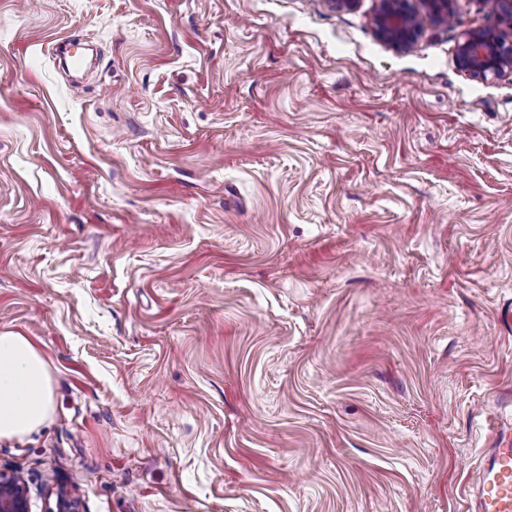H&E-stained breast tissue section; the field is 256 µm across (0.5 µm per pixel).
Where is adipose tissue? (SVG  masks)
<instances>
[{
  "instance_id": "ef3b65f1",
  "label": "adipose tissue",
  "mask_w": 512,
  "mask_h": 512,
  "mask_svg": "<svg viewBox=\"0 0 512 512\" xmlns=\"http://www.w3.org/2000/svg\"><path fill=\"white\" fill-rule=\"evenodd\" d=\"M53 411L51 375L41 350L29 337L0 332V439L31 434Z\"/></svg>"
}]
</instances>
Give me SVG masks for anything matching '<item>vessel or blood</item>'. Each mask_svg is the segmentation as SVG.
Returning <instances> with one entry per match:
<instances>
[{"label": "vessel or blood", "instance_id": "obj_1", "mask_svg": "<svg viewBox=\"0 0 512 512\" xmlns=\"http://www.w3.org/2000/svg\"><path fill=\"white\" fill-rule=\"evenodd\" d=\"M474 512H512V435L497 431L486 452Z\"/></svg>", "mask_w": 512, "mask_h": 512}]
</instances>
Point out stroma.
Listing matches in <instances>:
<instances>
[{
	"instance_id": "1",
	"label": "stroma",
	"mask_w": 512,
	"mask_h": 512,
	"mask_svg": "<svg viewBox=\"0 0 512 512\" xmlns=\"http://www.w3.org/2000/svg\"><path fill=\"white\" fill-rule=\"evenodd\" d=\"M0 0V331L55 410L0 469L81 512H468L512 426V72L456 0ZM90 43L80 83L65 41ZM411 0H379L373 21L380 39L396 51H408L417 42L426 20L449 23L453 18L454 0H422L429 10L421 16ZM484 2L497 13L498 26L469 31L457 48L461 70L480 80L488 79L489 75L512 72V0ZM45 499H46V512H79V504L77 500L67 496L62 491H54L49 483L45 484ZM55 496L54 507L50 505V499Z\"/></svg>"
}]
</instances>
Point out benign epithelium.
Here are the masks:
<instances>
[{
	"mask_svg": "<svg viewBox=\"0 0 512 512\" xmlns=\"http://www.w3.org/2000/svg\"><path fill=\"white\" fill-rule=\"evenodd\" d=\"M428 12L422 16L412 7L411 0H379L373 21L380 39L397 51H408L417 42L425 21L448 23L453 18L454 0H422ZM497 13L498 26L469 31L458 44V65L469 76L486 80L512 72V0H485ZM55 499L46 505V512H79L77 500L46 486L45 499ZM0 512H31L30 490L26 480L15 472L0 470Z\"/></svg>",
	"mask_w": 512,
	"mask_h": 512,
	"instance_id": "1",
	"label": "benign epithelium"
}]
</instances>
